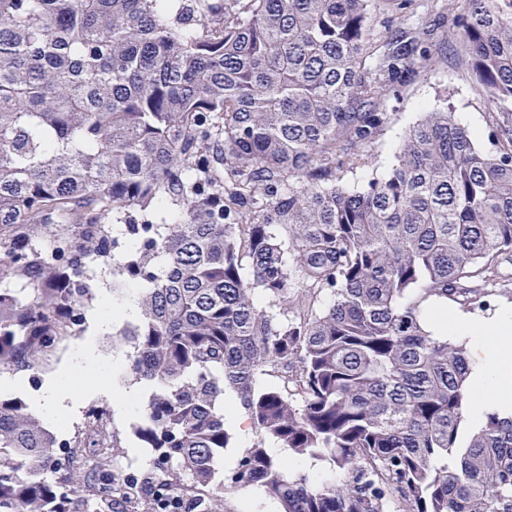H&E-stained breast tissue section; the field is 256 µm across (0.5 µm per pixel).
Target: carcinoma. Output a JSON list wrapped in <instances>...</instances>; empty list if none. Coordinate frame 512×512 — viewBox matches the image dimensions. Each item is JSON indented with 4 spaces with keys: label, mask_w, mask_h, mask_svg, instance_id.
<instances>
[{
    "label": "carcinoma",
    "mask_w": 512,
    "mask_h": 512,
    "mask_svg": "<svg viewBox=\"0 0 512 512\" xmlns=\"http://www.w3.org/2000/svg\"><path fill=\"white\" fill-rule=\"evenodd\" d=\"M411 2L0 0V284L24 285L0 287V375L35 378L84 331L85 256L112 292L138 284L121 336L150 389L132 431L151 512H188L184 472L281 512H512V415L471 420L469 349L424 316L512 292V0L448 8L492 148L445 105L388 171L343 182L372 165L386 93L445 61ZM227 396L255 437L222 473ZM57 448L0 393V512H104L118 480Z\"/></svg>",
    "instance_id": "obj_1"
}]
</instances>
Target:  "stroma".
<instances>
[{
	"label": "stroma",
	"mask_w": 512,
	"mask_h": 512,
	"mask_svg": "<svg viewBox=\"0 0 512 512\" xmlns=\"http://www.w3.org/2000/svg\"><path fill=\"white\" fill-rule=\"evenodd\" d=\"M447 56V63L422 72L408 84L388 93L384 109L392 113L393 119L376 144L373 166L346 173L345 185L351 188L363 186L373 172L381 173L389 168L405 131L420 118L422 112L436 108L445 101L449 102L457 117L468 118L477 144L488 147L490 107L484 93L470 79L465 65V43L459 33L449 32ZM123 326V320H113L111 332L99 338L98 349L103 364L93 374L111 383L117 390L132 383L125 363L128 348L119 341ZM135 419V414L131 413L112 420V429L118 432L121 439L120 448L112 450L107 458L114 474L136 475L152 467L150 450L144 448L132 433L131 426Z\"/></svg>",
	"instance_id": "1"
}]
</instances>
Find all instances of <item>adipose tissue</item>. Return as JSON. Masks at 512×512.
<instances>
[{"label":"adipose tissue","mask_w":512,"mask_h":512,"mask_svg":"<svg viewBox=\"0 0 512 512\" xmlns=\"http://www.w3.org/2000/svg\"><path fill=\"white\" fill-rule=\"evenodd\" d=\"M449 336L465 340L472 354L469 391L470 414L481 420L489 411L512 413V309L490 317L452 313L446 319ZM68 372L46 380L30 392L31 407L43 417L56 420L79 413L82 397L107 394L108 386L89 382L83 395L68 386Z\"/></svg>","instance_id":"1"}]
</instances>
